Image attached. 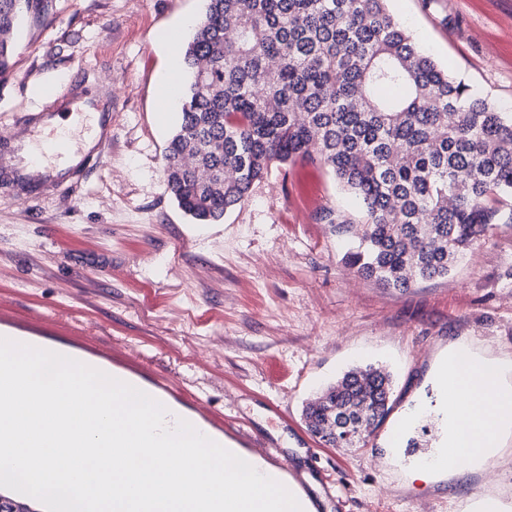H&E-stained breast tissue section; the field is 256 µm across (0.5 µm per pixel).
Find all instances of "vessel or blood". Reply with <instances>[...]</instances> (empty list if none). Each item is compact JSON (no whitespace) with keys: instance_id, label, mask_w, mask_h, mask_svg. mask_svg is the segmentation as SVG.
Wrapping results in <instances>:
<instances>
[{"instance_id":"1","label":"vessel or blood","mask_w":512,"mask_h":512,"mask_svg":"<svg viewBox=\"0 0 512 512\" xmlns=\"http://www.w3.org/2000/svg\"><path fill=\"white\" fill-rule=\"evenodd\" d=\"M0 337L56 352L123 381L161 402L168 415L179 416L216 442L224 440V419L213 415L203 400L184 402L167 378L143 369L130 357L112 354L111 345L91 340L73 331L63 332L61 323L46 320L19 321L13 310L0 303Z\"/></svg>"}]
</instances>
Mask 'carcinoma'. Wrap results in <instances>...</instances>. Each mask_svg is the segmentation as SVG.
Wrapping results in <instances>:
<instances>
[{
    "mask_svg": "<svg viewBox=\"0 0 512 512\" xmlns=\"http://www.w3.org/2000/svg\"><path fill=\"white\" fill-rule=\"evenodd\" d=\"M184 52L190 80L165 171L179 207L221 220L274 165L317 153L359 201L345 264L386 288L448 276L512 223V113L423 53L388 0H206ZM38 0H0L8 36ZM275 61L271 66L269 61ZM391 376L356 366L308 402V429L366 444L387 417Z\"/></svg>",
    "mask_w": 512,
    "mask_h": 512,
    "instance_id": "1",
    "label": "carcinoma"
}]
</instances>
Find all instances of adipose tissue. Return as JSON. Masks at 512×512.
<instances>
[{"label":"adipose tissue","mask_w":512,"mask_h":512,"mask_svg":"<svg viewBox=\"0 0 512 512\" xmlns=\"http://www.w3.org/2000/svg\"><path fill=\"white\" fill-rule=\"evenodd\" d=\"M502 374V366L462 348L442 361L437 383L453 387L455 396L442 403L443 435L430 455L412 464L414 479L431 480L460 460L481 466L497 454L504 432L512 429V385L502 384Z\"/></svg>","instance_id":"adipose-tissue-1"}]
</instances>
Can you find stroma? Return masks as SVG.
<instances>
[{
    "label": "stroma",
    "mask_w": 512,
    "mask_h": 512,
    "mask_svg": "<svg viewBox=\"0 0 512 512\" xmlns=\"http://www.w3.org/2000/svg\"><path fill=\"white\" fill-rule=\"evenodd\" d=\"M12 35L0 84V294L19 319L40 312L81 325L116 353L224 417L245 455L272 453L309 512H471L493 498L512 512V438L489 471L458 463L412 480L411 453L391 437L414 406L439 409L433 373L462 342L512 359V224L494 226L448 277L386 288L348 271L351 237L319 214L296 213L284 173L314 182L323 207L357 216L321 161L272 168L223 220L201 224L173 200L164 153L178 107L161 84L182 69L164 39L188 41L205 0H44ZM421 49L512 112V0H390ZM54 106L67 118L41 126ZM109 124L97 160L57 182L43 153L22 173L26 145L82 147ZM390 371L392 408L361 448L324 445L304 405L356 365Z\"/></svg>",
    "instance_id": "stroma-1"
}]
</instances>
